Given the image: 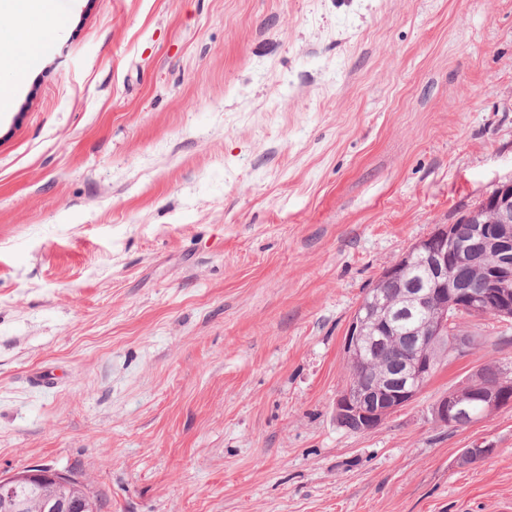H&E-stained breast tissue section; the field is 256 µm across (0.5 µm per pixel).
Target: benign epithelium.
<instances>
[{"label": "benign epithelium", "instance_id": "benign-epithelium-1", "mask_svg": "<svg viewBox=\"0 0 512 512\" xmlns=\"http://www.w3.org/2000/svg\"><path fill=\"white\" fill-rule=\"evenodd\" d=\"M484 250L483 288H456L452 273L474 262L476 248ZM423 263L432 284L421 288L410 272ZM396 284L399 300H388L381 287ZM462 310L473 317L512 319V181L502 183L484 199L482 213L470 214L454 224H438L424 239L389 266L355 309L346 329L345 354L369 366V343L385 340L397 324L415 320L407 330L414 344L400 369L381 372L369 379L352 382L336 398V418L355 419L359 431L378 427L398 409L412 402L428 383L440 358L456 356L470 348V337L448 335V312ZM512 391V380L481 391L485 409L491 413L503 407ZM464 391H451L434 407L435 418L455 425L466 412ZM70 476L50 466H34L8 477L0 476V498L22 507L26 491L34 486L57 485L46 497L43 512H95L92 501L77 499L65 491Z\"/></svg>", "mask_w": 512, "mask_h": 512}]
</instances>
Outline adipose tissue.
Masks as SVG:
<instances>
[{
	"instance_id": "obj_1",
	"label": "adipose tissue",
	"mask_w": 512,
	"mask_h": 512,
	"mask_svg": "<svg viewBox=\"0 0 512 512\" xmlns=\"http://www.w3.org/2000/svg\"><path fill=\"white\" fill-rule=\"evenodd\" d=\"M0 12L11 13L17 19L15 35L19 48L0 53V75L6 74L16 80L37 60L44 45L57 33L60 20L54 0H0Z\"/></svg>"
}]
</instances>
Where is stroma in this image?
<instances>
[{
    "mask_svg": "<svg viewBox=\"0 0 512 512\" xmlns=\"http://www.w3.org/2000/svg\"><path fill=\"white\" fill-rule=\"evenodd\" d=\"M56 8L0 108V475L102 512H512V404L432 412L512 377V320L462 319L482 344L377 428L335 413L364 290L512 178V0ZM503 375L504 373L499 367L493 365L481 367L476 373L471 375V381L472 385H475V383L479 385L477 390L486 388L482 390L480 394V397L485 403V407L476 394L471 395L469 401L468 397L470 395L465 391H451L448 392V395L442 397L435 403L433 407L435 418L444 425L457 424L453 427H464L474 420L484 417V408L490 412L489 415L493 414L503 407L505 403L504 396L510 392L512 388L511 378H504L501 383L497 385ZM468 401L469 412H467ZM466 412L467 414H465ZM464 414L463 420L458 422V419Z\"/></svg>",
    "mask_w": 512,
    "mask_h": 512,
    "instance_id": "1",
    "label": "stroma"
}]
</instances>
